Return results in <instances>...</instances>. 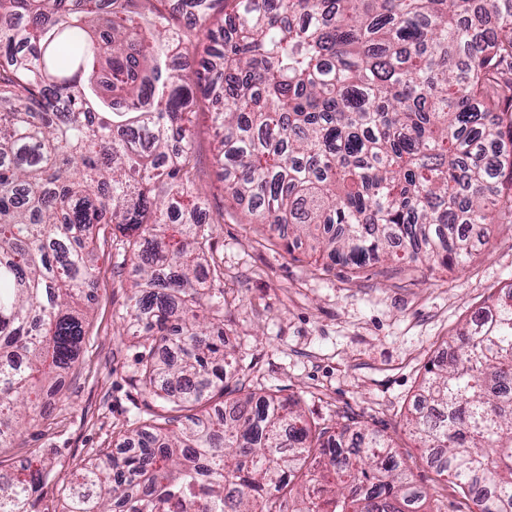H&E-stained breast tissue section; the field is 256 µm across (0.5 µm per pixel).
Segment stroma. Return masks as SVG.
Masks as SVG:
<instances>
[{
  "label": "stroma",
  "mask_w": 512,
  "mask_h": 512,
  "mask_svg": "<svg viewBox=\"0 0 512 512\" xmlns=\"http://www.w3.org/2000/svg\"><path fill=\"white\" fill-rule=\"evenodd\" d=\"M220 141L211 105L198 99L192 148L206 206L215 215L228 207L216 162ZM101 232L102 274L91 295L78 367L61 396L51 397L50 416L0 448L1 468L36 453L50 471L38 512H61L76 464L116 449L118 432L138 407L158 411L163 405L134 382L140 349L120 323L129 290L126 280L112 277L111 226L102 225ZM206 257L224 273V334L244 360L246 389L300 402L314 422L380 432L426 492L424 512H471L470 497L430 465L406 417L427 366L446 352L448 338L512 283V224L494 225L474 257L450 269H413L382 258L354 272L231 218L213 225Z\"/></svg>",
  "instance_id": "1"
}]
</instances>
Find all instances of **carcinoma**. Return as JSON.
Returning a JSON list of instances; mask_svg holds the SVG:
<instances>
[{"mask_svg":"<svg viewBox=\"0 0 512 512\" xmlns=\"http://www.w3.org/2000/svg\"><path fill=\"white\" fill-rule=\"evenodd\" d=\"M138 2L0 0V447L75 367L110 224L137 386L176 415L78 464L62 512H418L380 433L314 429L273 393L208 410L246 367L204 265L224 214L188 108L211 102L246 223L354 270L458 265L476 251L458 225L512 224V0H185L148 31ZM174 46L201 69L175 73ZM408 426L461 488L489 485L474 512H512V284L428 368ZM47 480L0 469V512H35Z\"/></svg>","mask_w":512,"mask_h":512,"instance_id":"carcinoma-1","label":"carcinoma"}]
</instances>
